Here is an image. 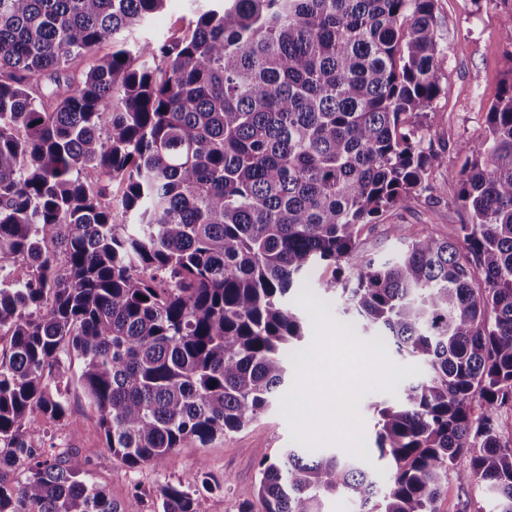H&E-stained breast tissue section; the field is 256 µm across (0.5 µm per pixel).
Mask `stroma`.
<instances>
[{"label":"stroma","mask_w":512,"mask_h":512,"mask_svg":"<svg viewBox=\"0 0 512 512\" xmlns=\"http://www.w3.org/2000/svg\"><path fill=\"white\" fill-rule=\"evenodd\" d=\"M195 6V0H166L147 21L145 35L160 40L181 35ZM511 11L512 0H436V30L442 43L449 46L442 64L449 93L436 102L428 121L438 134L435 145L444 149L446 163L430 177V190L411 208L387 216V223L429 224L444 233L449 225L465 220L466 213L457 201L454 176L460 161L454 144L463 139L479 142L486 112L512 68V58L507 55L512 49V31L501 23L503 15ZM80 370L79 359L68 361V418L51 422L37 416L26 421L25 429L56 450L78 451L89 461L94 481L106 485L114 499L126 500L131 488H138V512H162L161 487L184 479L201 462L217 486L200 497V512H239L244 503L256 498L260 462L294 445L289 424L275 406L254 424L226 433L206 447L178 449L163 466L127 468L105 449L99 414L78 381Z\"/></svg>","instance_id":"35a3bbf8"}]
</instances>
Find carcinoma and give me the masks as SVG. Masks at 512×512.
Here are the masks:
<instances>
[{"instance_id":"obj_1","label":"carcinoma","mask_w":512,"mask_h":512,"mask_svg":"<svg viewBox=\"0 0 512 512\" xmlns=\"http://www.w3.org/2000/svg\"><path fill=\"white\" fill-rule=\"evenodd\" d=\"M164 2L0 0V267L27 269L0 279V512H137L138 489L112 499L25 431L66 417L64 361L112 457L161 464L278 403L312 281L427 374L377 409L386 489L350 454L287 448L240 512H437L450 479L512 512V74L480 144H456L469 221L388 224L402 249L380 258L361 231L446 160L436 0H207L182 36H141ZM216 486L202 463L161 487L163 512Z\"/></svg>"}]
</instances>
